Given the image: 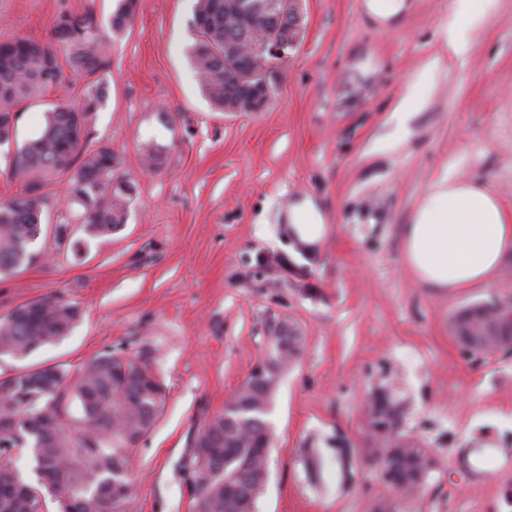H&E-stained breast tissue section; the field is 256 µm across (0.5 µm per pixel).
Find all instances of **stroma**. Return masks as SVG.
I'll return each instance as SVG.
<instances>
[{
  "instance_id": "obj_1",
  "label": "stroma",
  "mask_w": 512,
  "mask_h": 512,
  "mask_svg": "<svg viewBox=\"0 0 512 512\" xmlns=\"http://www.w3.org/2000/svg\"><path fill=\"white\" fill-rule=\"evenodd\" d=\"M367 3L303 0L269 106L219 112L187 60L191 0H141L90 121L137 187L124 226L77 255L40 237L42 260L0 280V315L50 294L83 313L32 362L74 377L112 346L163 380L158 422L130 461L132 512H188V448L284 325L301 351L269 417L257 512H376L392 499L363 414L377 397L439 462L400 512H512V353L466 355L448 329L467 304L512 302V253L489 284L453 291L419 285L402 256L405 224L445 171L483 181L512 215V0L458 56L453 0H406L388 19ZM114 4L0 0V41L48 39L66 7L103 24ZM149 139L164 148L154 168L138 159ZM297 196L331 226L318 250L285 230Z\"/></svg>"
}]
</instances>
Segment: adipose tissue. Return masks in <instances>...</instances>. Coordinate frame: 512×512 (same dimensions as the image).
I'll list each match as a JSON object with an SVG mask.
<instances>
[{"instance_id": "obj_1", "label": "adipose tissue", "mask_w": 512, "mask_h": 512, "mask_svg": "<svg viewBox=\"0 0 512 512\" xmlns=\"http://www.w3.org/2000/svg\"><path fill=\"white\" fill-rule=\"evenodd\" d=\"M498 0H456L448 21V47L469 49L470 30L484 24ZM288 235L307 250L318 248L328 226L311 197L289 204ZM512 252V219L486 185L445 173L422 195L403 229V259L427 288H470L488 284Z\"/></svg>"}]
</instances>
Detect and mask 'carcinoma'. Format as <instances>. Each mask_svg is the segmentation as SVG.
<instances>
[{
  "label": "carcinoma",
  "mask_w": 512,
  "mask_h": 512,
  "mask_svg": "<svg viewBox=\"0 0 512 512\" xmlns=\"http://www.w3.org/2000/svg\"><path fill=\"white\" fill-rule=\"evenodd\" d=\"M258 17L281 14L282 0H242ZM139 0H117L99 32L93 12L65 9L54 19L49 39L0 41V146L7 153V178L22 191L0 202V277H11L41 259L33 249L42 233L49 188L64 185L70 208L58 213V247L73 253L81 244L119 230L134 184L118 172L120 159L105 142H93L89 119L107 101L104 75L111 67V39L130 27ZM189 62L202 93L217 109L232 103L226 72L256 44L243 30L237 0H193ZM84 81L77 101L53 102L40 131L20 138L27 105ZM149 166L162 161L151 140L139 148ZM81 226L85 238L66 235ZM481 303L451 320L458 344L488 353L512 350V325L478 319ZM80 309L57 295L31 299L0 316V361H24L67 336ZM300 338L279 329L273 353L263 361L262 381L238 392L240 409L218 412L204 424L184 459L192 512H255L265 484L273 397L282 374L297 358ZM163 382L147 363L108 347L74 379L62 363L27 364L0 375V512H131L133 480L129 459L153 430L164 403ZM370 424L382 447L375 456L382 476L401 499L414 498L436 468L428 449L395 436L396 414L385 401L371 407ZM28 450L36 480H25L15 452Z\"/></svg>",
  "instance_id": "cac0c4a2"
}]
</instances>
